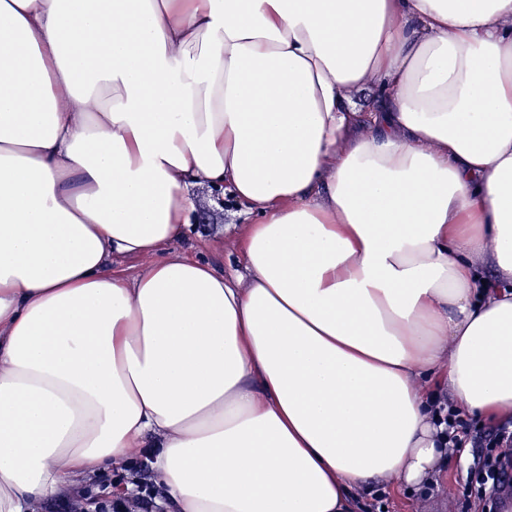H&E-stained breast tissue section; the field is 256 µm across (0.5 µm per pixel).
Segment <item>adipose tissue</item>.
<instances>
[{
    "mask_svg": "<svg viewBox=\"0 0 512 512\" xmlns=\"http://www.w3.org/2000/svg\"><path fill=\"white\" fill-rule=\"evenodd\" d=\"M443 395L512 417V0H0V512H352ZM197 195L200 199L198 212L193 217L192 224H195L196 232L189 238L185 239L177 248L191 256L204 258L211 261L215 267L219 270H223L227 274L234 273L240 269V258L239 254L235 253L236 246L234 240L229 239L225 234L224 251H214L208 244L207 240L211 239V236L222 229L225 224L237 223V220L231 216L228 209H234L229 202L228 198H225L224 205L219 203L216 197L209 195L208 189H198ZM215 201L217 204L224 208V212H219L215 209L213 204H210L209 200ZM198 234L200 236H198ZM115 471V472H114ZM116 467H113L112 469V478H109V477H99L97 478L98 476H81V477H78L75 479V483L73 486H76L78 485L77 487H82V488H85L86 490L89 491V494L95 498V499H99V498H102L103 496H106V497H110V499L112 498L113 500L111 501H105L103 504L100 505V508L101 510H111L113 512H148V501L145 497L143 496H132V497H124V498H118V499H114L116 498L117 496H128V494H136L138 492V488L137 486L134 484L135 481H132V478L126 480L125 479V476L123 479L121 480H117V478L113 477V474H117L116 472ZM125 482H130L132 484H134V486L129 489L128 491L126 490V487H125ZM111 483L110 485V493L109 494H106V495H98L96 493H94V489L96 487H100L103 485V484H109ZM112 485H120V487H123L125 488V492L122 493V494H118V495H114L112 493ZM105 486V485H103ZM102 486V488H103ZM92 509L88 507L89 510L91 511H101L100 508L98 509H93L94 508V505H92Z\"/></svg>",
    "mask_w": 512,
    "mask_h": 512,
    "instance_id": "obj_1",
    "label": "adipose tissue"
}]
</instances>
